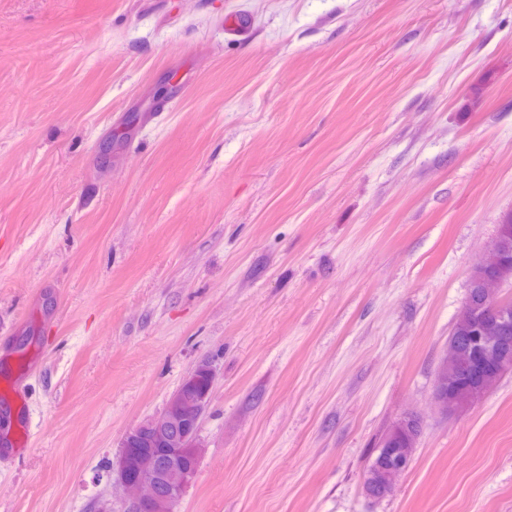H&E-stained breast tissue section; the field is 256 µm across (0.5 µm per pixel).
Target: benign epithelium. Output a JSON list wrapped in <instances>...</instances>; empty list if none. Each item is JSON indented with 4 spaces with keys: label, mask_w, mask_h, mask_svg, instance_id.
<instances>
[{
    "label": "benign epithelium",
    "mask_w": 512,
    "mask_h": 512,
    "mask_svg": "<svg viewBox=\"0 0 512 512\" xmlns=\"http://www.w3.org/2000/svg\"><path fill=\"white\" fill-rule=\"evenodd\" d=\"M512 283V257L494 238L487 256L470 271L469 287L477 290L481 307L466 301L460 308L448 343L435 371L434 401L447 416L480 404L489 391L512 369V300L496 297ZM468 335L484 349L483 363L472 368L468 351L459 336ZM215 374L203 362L183 378L164 410L128 431L112 459L110 473L127 493L128 512H175V505L196 476L206 452L200 422L209 405ZM390 459L369 469L364 485L377 486L389 495L397 479L414 458L419 433L399 418L381 435Z\"/></svg>",
    "instance_id": "1"
}]
</instances>
